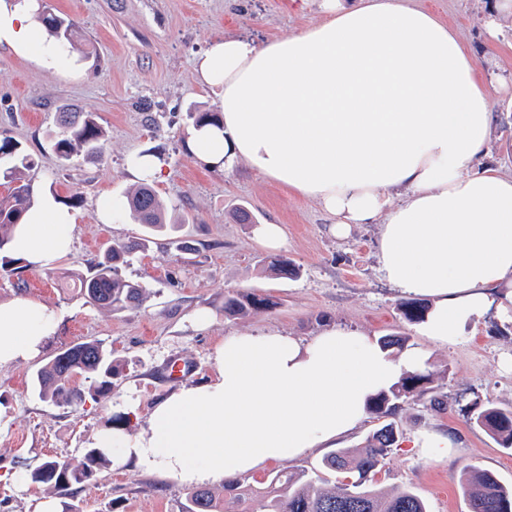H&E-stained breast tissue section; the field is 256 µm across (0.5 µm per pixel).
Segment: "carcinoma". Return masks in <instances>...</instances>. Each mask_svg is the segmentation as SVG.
Wrapping results in <instances>:
<instances>
[{
    "label": "carcinoma",
    "instance_id": "cac0c4a2",
    "mask_svg": "<svg viewBox=\"0 0 512 512\" xmlns=\"http://www.w3.org/2000/svg\"><path fill=\"white\" fill-rule=\"evenodd\" d=\"M41 21L61 50L74 48L79 38L76 23L41 2ZM58 112L71 120L47 130V139L59 163L67 166L82 154L95 157L102 154L105 132L89 112H79L62 105ZM0 156L6 159L0 166V180L15 184L12 192L0 199V252L7 250L12 231L31 205V185L21 181L22 169L31 160L10 137H0ZM130 215L142 224L144 234L107 247L88 276L79 279L81 293L89 302L110 311H123L138 306L144 295L143 286L122 274L131 257L147 249L151 237L166 227L163 205L156 191L142 185L126 197ZM278 306L269 295L236 293L224 297V313L229 316L260 312ZM427 305L404 301L399 305L402 317L419 321ZM119 366L100 342H78L58 353L38 369L33 386L39 395L53 403L78 406L85 394L96 399H108ZM92 379L89 391L72 385L76 377ZM432 375L413 372L404 375L389 391L373 398L369 413L385 423L370 433L357 448H336L326 453L316 475L300 472L273 471L261 480L232 478L224 482V496L236 502L241 512H429L427 502L412 488L403 487L386 492L376 487L375 475L383 459L397 442L398 428L394 418L402 404L413 400H428L433 408L443 402L432 394ZM467 420L487 433L500 447L512 449V409L492 403L466 411ZM110 463V457L99 448H90L77 462L48 460L30 468L24 478L32 483L52 488L62 498L73 497V486L91 480ZM346 474V480L330 488L327 476ZM468 512H512V486L502 483L493 473L479 466L468 468L462 483ZM181 512H220V503L213 492L199 487L187 493Z\"/></svg>",
    "mask_w": 512,
    "mask_h": 512
}]
</instances>
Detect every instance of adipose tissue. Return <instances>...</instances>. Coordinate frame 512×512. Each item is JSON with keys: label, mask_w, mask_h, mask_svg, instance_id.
I'll return each mask as SVG.
<instances>
[{"label": "adipose tissue", "mask_w": 512, "mask_h": 512, "mask_svg": "<svg viewBox=\"0 0 512 512\" xmlns=\"http://www.w3.org/2000/svg\"><path fill=\"white\" fill-rule=\"evenodd\" d=\"M321 19L262 44L224 36L195 61L218 91L223 124L191 129L204 163L237 161L315 201L336 235L380 225L379 270L430 309L417 332L452 346L490 309L512 304V177L477 170L497 84L480 79L459 35L411 0H308ZM51 68L56 49L38 0H0V47ZM77 217L35 196L9 252L51 268ZM57 316L34 300L0 302V366L36 357ZM426 365L369 333L330 327L301 340L275 329L225 336L214 373L181 386L131 437L100 447L117 464L200 487L255 474L354 431L370 398Z\"/></svg>", "instance_id": "adipose-tissue-1"}]
</instances>
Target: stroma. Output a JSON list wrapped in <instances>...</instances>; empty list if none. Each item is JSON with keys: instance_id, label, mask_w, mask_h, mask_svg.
I'll return each mask as SVG.
<instances>
[{"instance_id": "1", "label": "stroma", "mask_w": 512, "mask_h": 512, "mask_svg": "<svg viewBox=\"0 0 512 512\" xmlns=\"http://www.w3.org/2000/svg\"><path fill=\"white\" fill-rule=\"evenodd\" d=\"M72 18L94 48L72 52L61 67L0 50V134L10 136L33 160L25 180L57 202L72 200L78 218L72 251L49 270H0V301L34 299L57 314L55 333L34 358L0 366V512H34L52 497L43 486L20 480L26 465L61 458L80 460L98 436L122 420L129 436L147 424L157 401L180 383L196 384L213 373L217 343L231 332L276 329L307 339L342 326L381 337H406L407 347L427 354L426 371L446 403L437 412L408 402L395 418L399 438L376 480L380 487H413L429 512H467L460 479L467 468L492 471L512 485V450L500 448L463 413L473 404L512 408V318L490 311L454 346L436 344L402 319L403 297L382 278L376 244L380 227L354 225L336 237L319 205L292 194L247 164L209 169L187 144L189 111H218L217 92L201 88L194 61L218 35L262 43L316 22L313 8L292 0H48ZM492 0H415L457 29L480 71L512 79V22L499 40L486 35ZM74 104L92 113L105 130L100 157H75L60 166L46 130L56 110ZM494 120L479 167L512 176V96L493 99ZM161 158L164 171L153 189L177 228L137 253L124 270L143 284L140 307L109 312L88 302L74 283L86 275L106 246L141 235L131 216L103 224L96 210L107 195L122 198L136 187L126 170L131 153ZM246 209L250 222L237 219ZM261 224L282 225L284 246L275 252L253 240ZM290 260L298 275H271L272 257ZM251 292L280 300L276 308L245 317L224 314L225 295ZM210 316L198 325V311ZM81 341H98L123 371L108 400L86 397L70 407L43 401L32 385L36 371ZM186 363L184 380L170 378V361ZM447 437L448 456L427 459L411 442L426 432ZM187 489L130 467L106 466L78 488L80 512H180Z\"/></svg>"}]
</instances>
